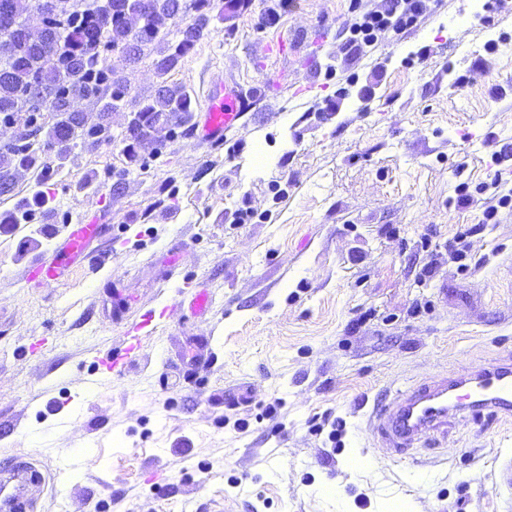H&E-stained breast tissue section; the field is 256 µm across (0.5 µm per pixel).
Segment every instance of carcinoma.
Wrapping results in <instances>:
<instances>
[{"label": "carcinoma", "mask_w": 512, "mask_h": 512, "mask_svg": "<svg viewBox=\"0 0 512 512\" xmlns=\"http://www.w3.org/2000/svg\"><path fill=\"white\" fill-rule=\"evenodd\" d=\"M79 0H0V19L8 13L27 19L39 15L49 41H36L24 28L13 36L12 49L0 58V117L23 121L27 131L0 146V193L12 190L20 170L44 173L62 161L80 139L94 146L112 140L109 115L126 106L125 68L150 60L155 82L138 102L128 124L124 151L137 161L136 146L144 138L162 147L175 129L188 124L196 100L169 74L208 38L212 22L239 16L244 0H104L102 8H76ZM146 14L140 31L129 16ZM47 94L51 100L39 99ZM70 101L85 102L72 112ZM53 122L44 121V113ZM44 135V141L38 135ZM59 164H54V161Z\"/></svg>", "instance_id": "cac0c4a2"}]
</instances>
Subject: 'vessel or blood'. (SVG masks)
<instances>
[{"mask_svg":"<svg viewBox=\"0 0 512 512\" xmlns=\"http://www.w3.org/2000/svg\"><path fill=\"white\" fill-rule=\"evenodd\" d=\"M244 101L236 91L210 103L201 134L204 139L220 141L243 114ZM121 262L112 245L107 227L96 221L69 225L62 244L28 262L23 282L54 281L68 275L78 263L101 269ZM140 342L97 352L93 370L86 380L88 390H97L101 381L123 373L138 356ZM491 411L512 418V360L495 361L478 373L463 372L448 378L434 375L412 384L390 401L374 404L371 420L381 435V448L401 456L420 441L433 437L446 427L449 417ZM45 485L43 474L23 459L0 464V512H26L33 498Z\"/></svg>","mask_w":512,"mask_h":512,"instance_id":"1","label":"vessel or blood"}]
</instances>
